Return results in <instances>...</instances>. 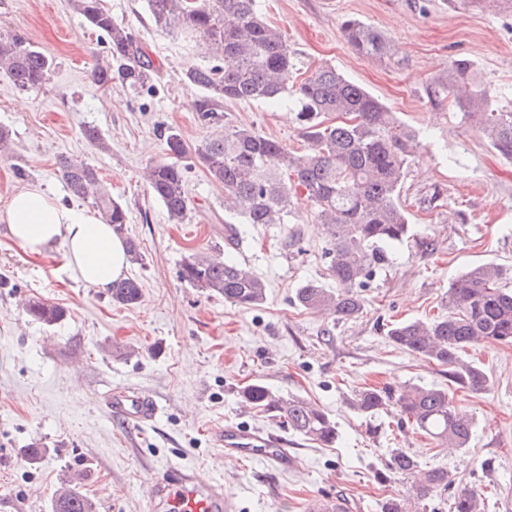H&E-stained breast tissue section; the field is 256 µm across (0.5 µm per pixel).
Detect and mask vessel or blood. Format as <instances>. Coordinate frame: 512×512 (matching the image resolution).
<instances>
[{"label": "vessel or blood", "mask_w": 512, "mask_h": 512, "mask_svg": "<svg viewBox=\"0 0 512 512\" xmlns=\"http://www.w3.org/2000/svg\"><path fill=\"white\" fill-rule=\"evenodd\" d=\"M110 415L135 427L152 422L159 407L136 393L114 391L105 396ZM220 442L226 459L260 458L280 469H287L292 458L273 436H260L234 425L225 426ZM152 512H235L234 500L225 494L221 483L201 477L196 469L179 465L166 467L152 484Z\"/></svg>", "instance_id": "vessel-or-blood-1"}]
</instances>
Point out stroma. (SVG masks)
I'll list each match as a JSON object with an SVG mask.
<instances>
[{
    "label": "stroma",
    "mask_w": 512,
    "mask_h": 512,
    "mask_svg": "<svg viewBox=\"0 0 512 512\" xmlns=\"http://www.w3.org/2000/svg\"><path fill=\"white\" fill-rule=\"evenodd\" d=\"M100 3L154 61L152 86L134 92L117 80L94 83L93 71L109 57L70 0H0V46L18 35L54 60L49 82L35 91H18L0 76V126L13 132V151L0 158V210L31 183L64 205L94 210L93 199L67 195L57 172L59 158L80 160L126 208V235L143 254L127 271L141 283V300L123 307L76 280L62 245L30 254L0 221V276L7 281L0 288V512H52L54 492L78 471L96 512H150V488L172 463L223 484L238 512H310L320 497L339 500L346 512H378L379 500L402 488L373 478L388 472L395 448L447 468L453 489H482L485 512H512V345L468 351L492 385L482 393L454 392L476 420L466 451L439 452L408 429L369 436L367 419L348 405L352 389L364 384L448 386L445 367L394 348L384 325L437 315L449 284L466 268L491 263L512 271V162L462 122L451 103L431 105L425 93L452 60L466 59L495 90V107L512 109V7L259 0L303 72L335 67L396 112L422 143L401 192L414 237L392 247L388 267L361 288L362 315L340 321L294 303L302 283L327 279L314 207L302 195L287 223L248 225L232 253L265 280L263 304L232 305L180 280L184 256L224 251V188L199 163L189 164L190 210L178 224L151 196L143 173L164 159L168 129L193 149L219 133L198 118L202 90L175 67L181 59L203 65L204 50L198 41L158 31L145 0ZM346 18L387 34L390 62L357 55L340 27ZM223 110L225 124L303 147L288 105L227 101ZM89 126L107 150L85 138ZM423 236L433 239L434 251L421 246ZM32 298L58 304L65 318L52 326L32 320L24 311ZM255 382L317 404L338 426L336 444L318 445L256 415L239 395ZM118 389L151 396L160 414L142 428L109 415L103 398ZM227 425L278 435L294 466L225 460L217 437ZM35 442L42 454L33 463L28 449Z\"/></svg>",
    "instance_id": "1"
}]
</instances>
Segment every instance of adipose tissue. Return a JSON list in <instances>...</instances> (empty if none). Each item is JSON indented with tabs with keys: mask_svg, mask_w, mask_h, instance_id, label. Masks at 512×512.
<instances>
[{
	"mask_svg": "<svg viewBox=\"0 0 512 512\" xmlns=\"http://www.w3.org/2000/svg\"><path fill=\"white\" fill-rule=\"evenodd\" d=\"M0 221L29 253L39 255L63 243L69 268L90 287L109 290L128 269L126 245L111 225L91 211L59 204L41 185L16 191L0 212Z\"/></svg>",
	"mask_w": 512,
	"mask_h": 512,
	"instance_id": "obj_1",
	"label": "adipose tissue"
}]
</instances>
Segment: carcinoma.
I'll use <instances>...</instances> for the list:
<instances>
[{"mask_svg": "<svg viewBox=\"0 0 512 512\" xmlns=\"http://www.w3.org/2000/svg\"><path fill=\"white\" fill-rule=\"evenodd\" d=\"M72 5L107 44L111 63L94 70V81L109 86L117 78L133 90L146 85L156 67L129 29L114 20L100 0H72ZM146 7L160 31L195 34L206 46L205 64L185 76L188 84L205 92L201 121L222 125L225 100L286 101L294 107L299 136L307 144V153L298 154L250 127L226 126L224 134L192 152L180 132L171 128L165 136V160L147 172L152 196L170 220L183 221L190 205L184 169L186 162H198L224 185V246L233 249L243 240L235 223L286 224L293 198L303 192L322 226V259L336 287L307 281L297 288L296 302L310 312L332 310L341 321L357 318L364 300L356 288L388 262L391 247L412 233L400 194L405 171L418 152L416 132L332 66L320 65L299 78L295 52L266 22L258 0H146ZM341 29L357 54L380 61L391 58L386 34L352 18L344 20ZM52 65L49 55L18 36L0 48V74L21 91L41 88ZM426 96L437 105L453 97L461 120L475 125L501 157L512 159V112L492 108L494 93L477 80L470 61H452L446 75L427 85ZM59 168L68 194L94 197L102 219L124 236L126 209L99 187L95 169L68 158L59 160ZM179 277L234 305L258 306L266 300L264 280L228 255L191 253L182 260ZM506 280L508 273L494 264L472 267L450 283L444 313L394 323L386 337L397 349L448 367V380L458 387L486 391L488 374L465 354L476 345L512 343V289ZM111 298L122 306L137 304L139 281L123 278L112 283ZM26 313L47 326L65 316L61 307L42 299L29 300ZM242 398L293 434L327 447L338 440L336 422L305 398L283 396L261 382L244 388ZM349 406L370 417L394 408L400 425L429 436L443 450L469 448L475 429L474 417L445 387H359L352 391ZM391 471L415 490V497L399 491L385 498L381 512H426L418 505L452 484L446 468L423 467L406 448L392 450ZM52 512H96V506L68 482L55 492ZM448 512H484L482 491L461 488Z\"/></svg>", "mask_w": 512, "mask_h": 512, "instance_id": "1", "label": "carcinoma"}]
</instances>
